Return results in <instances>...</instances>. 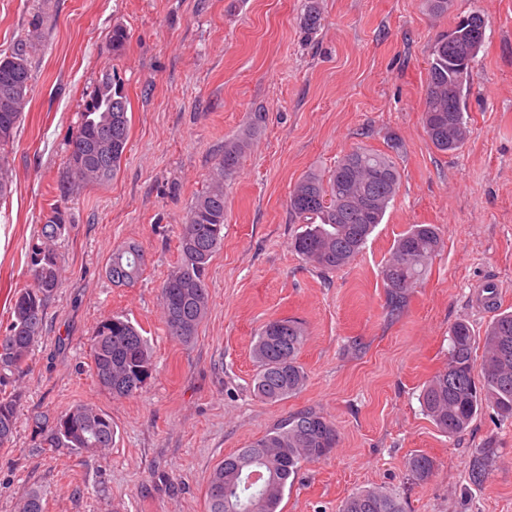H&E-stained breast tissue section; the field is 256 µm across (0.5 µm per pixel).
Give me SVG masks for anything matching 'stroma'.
Segmentation results:
<instances>
[{
  "label": "stroma",
  "mask_w": 512,
  "mask_h": 512,
  "mask_svg": "<svg viewBox=\"0 0 512 512\" xmlns=\"http://www.w3.org/2000/svg\"><path fill=\"white\" fill-rule=\"evenodd\" d=\"M304 0H0V57L39 28L32 90L6 154L11 192L0 201V335L16 289L31 284L30 254L66 177L69 145L90 95L120 77L130 105L128 149L116 177L75 187L54 240L60 288L38 341L9 386L21 395L16 432L0 446V512L39 490L44 512H204L210 471L286 416L312 408L339 434L333 452L303 463L283 512H338L376 488L404 512H512V419L486 411L459 435L441 433L420 394L448 360V329L467 322L473 354L495 308L512 310V0H318L322 25L299 29ZM486 19L474 68L469 130L438 152L422 123L428 58L460 17ZM128 39L113 51V26ZM263 119L224 182V242L208 273L209 309L189 343L169 335L160 285L177 265L181 226L208 185L225 140ZM391 152L401 175L392 206L347 266L324 273L291 247L301 223L289 191L329 174L349 149ZM433 224L442 251L402 313L389 315L381 271L400 234ZM140 247L141 278L116 287L113 249ZM498 283L488 305L480 285ZM124 316L153 352L142 390L115 397L91 370L99 324ZM305 330L296 395L253 393L252 346L270 320ZM76 404L106 413L111 448L40 447L32 417ZM433 474L415 481L409 459ZM488 458L484 480L471 476Z\"/></svg>",
  "instance_id": "obj_1"
}]
</instances>
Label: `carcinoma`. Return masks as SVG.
I'll return each instance as SVG.
<instances>
[{"instance_id":"carcinoma-1","label":"carcinoma","mask_w":512,"mask_h":512,"mask_svg":"<svg viewBox=\"0 0 512 512\" xmlns=\"http://www.w3.org/2000/svg\"><path fill=\"white\" fill-rule=\"evenodd\" d=\"M301 27L315 33L321 25L316 0H307L300 17ZM38 30L21 40L9 57L21 62L18 78L6 82L0 75V101L12 99V111L0 112V198L10 193L12 182L8 161L1 152L14 142L22 112L31 91L32 73L28 56ZM457 71L448 59V33L436 38L428 60L422 121L429 140L442 153L461 149L467 138L466 98L473 74L456 80ZM128 99L122 83L105 77L86 101L77 135L67 158L66 181L59 197L66 199L75 185L104 184L117 174L129 142ZM254 128L224 142V154L206 190L192 203L179 236V265L160 286V301L168 333L189 343L206 317L209 307L207 274L212 257L224 239V178L235 173L247 150ZM400 174L388 154L354 148L338 161L326 177L309 173L301 177L289 194L290 213L303 222L292 249L320 269L334 272L365 247L368 237L394 201ZM68 221L66 210L51 209L41 227V236L54 241ZM442 247L433 224H413L396 241L383 269L385 305L392 315L407 305L412 288L420 281L433 257ZM48 271L38 273L39 263L31 261L33 283L15 292L12 322L0 336V381L7 373L23 370L28 354L42 331L46 306L59 288L58 263L54 250ZM144 257L135 245L117 248L107 261L108 279L115 286L135 283L143 272ZM305 336L298 322L284 318L267 322L253 347L257 363L254 393L269 403L282 401L301 391L306 376L298 362ZM448 362L423 388L420 399L426 415L448 435L464 432L483 411L494 410L512 417V312L495 314L484 337L480 363L472 357L474 334L465 322L449 328ZM94 376L116 397L130 396L142 389L152 376V357L137 327L119 316L102 322L93 339ZM17 395H0V445L11 441L16 429ZM61 417L71 421L69 429L58 425L45 428L35 421L42 448H74L96 452L112 447L115 431L112 419L87 405H75ZM339 441L335 424L313 409L300 410L280 420L262 437L250 442L218 463L207 478L206 512H236V500L226 502L213 494L216 488L235 492L254 505L253 512H282L288 480L304 462L328 456ZM434 469L426 454L414 455L408 470L416 481H425ZM259 472L257 488L247 487L249 474ZM20 512H43L39 491L23 492ZM341 512H402L400 502L379 490L363 489L350 495Z\"/></svg>"}]
</instances>
